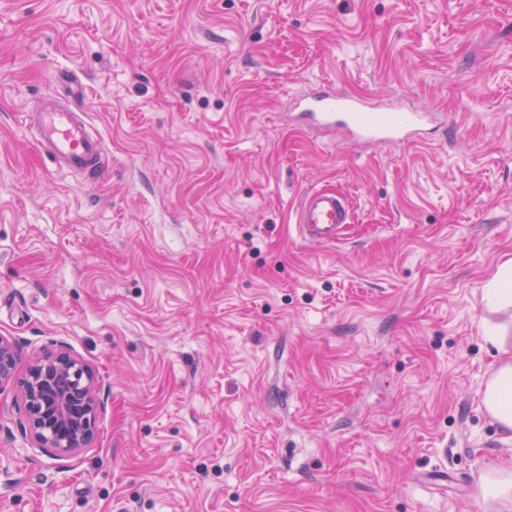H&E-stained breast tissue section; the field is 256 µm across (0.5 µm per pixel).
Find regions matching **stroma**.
<instances>
[{
  "instance_id": "obj_1",
  "label": "stroma",
  "mask_w": 512,
  "mask_h": 512,
  "mask_svg": "<svg viewBox=\"0 0 512 512\" xmlns=\"http://www.w3.org/2000/svg\"><path fill=\"white\" fill-rule=\"evenodd\" d=\"M82 82L103 177L22 121ZM426 109L408 144L288 115L320 82ZM341 242L301 239L311 189ZM512 0H0V336L97 372L95 441L0 388V512H495L480 392L512 308ZM352 220V208L341 193L325 189L308 190L295 211L297 234L308 241L336 244ZM484 298L494 308L512 306V259L504 262L484 288Z\"/></svg>"
}]
</instances>
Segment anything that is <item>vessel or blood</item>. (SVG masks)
I'll use <instances>...</instances> for the list:
<instances>
[{
    "mask_svg": "<svg viewBox=\"0 0 512 512\" xmlns=\"http://www.w3.org/2000/svg\"><path fill=\"white\" fill-rule=\"evenodd\" d=\"M69 105L47 100L38 112L23 115L26 126L35 129L40 153L60 170L105 174L100 160L102 140L93 134L85 114L75 106L86 89L75 82L65 85ZM301 125L338 129L361 141L410 142L423 137L434 115L422 109L375 110L360 96L339 95L326 85L318 86L301 101ZM352 220V208L341 193L325 189L308 190L295 211L298 235L308 241L333 244L340 241Z\"/></svg>",
    "mask_w": 512,
    "mask_h": 512,
    "instance_id": "1",
    "label": "vessel or blood"
}]
</instances>
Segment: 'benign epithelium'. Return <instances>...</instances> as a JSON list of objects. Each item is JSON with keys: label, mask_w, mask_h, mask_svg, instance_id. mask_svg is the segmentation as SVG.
I'll return each mask as SVG.
<instances>
[{"label": "benign epithelium", "mask_w": 512, "mask_h": 512, "mask_svg": "<svg viewBox=\"0 0 512 512\" xmlns=\"http://www.w3.org/2000/svg\"><path fill=\"white\" fill-rule=\"evenodd\" d=\"M16 345L0 336V387L17 382L33 447L58 457L91 446L96 433L98 382L93 369L67 349L34 356L16 378Z\"/></svg>", "instance_id": "7a95c632"}]
</instances>
